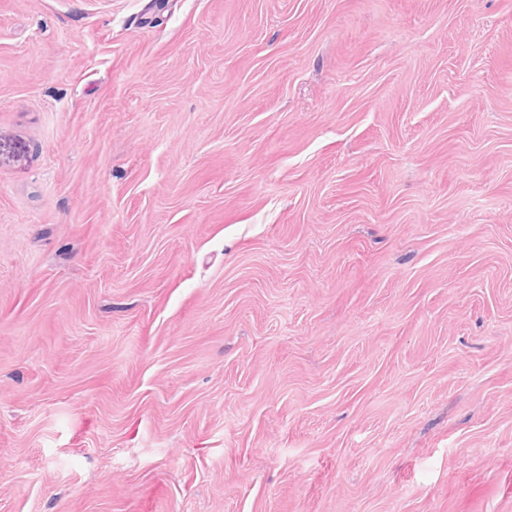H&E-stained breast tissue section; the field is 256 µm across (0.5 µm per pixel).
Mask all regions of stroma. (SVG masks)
I'll list each match as a JSON object with an SVG mask.
<instances>
[{"label": "stroma", "instance_id": "obj_1", "mask_svg": "<svg viewBox=\"0 0 512 512\" xmlns=\"http://www.w3.org/2000/svg\"><path fill=\"white\" fill-rule=\"evenodd\" d=\"M0 512H512V0H0Z\"/></svg>", "mask_w": 512, "mask_h": 512}]
</instances>
